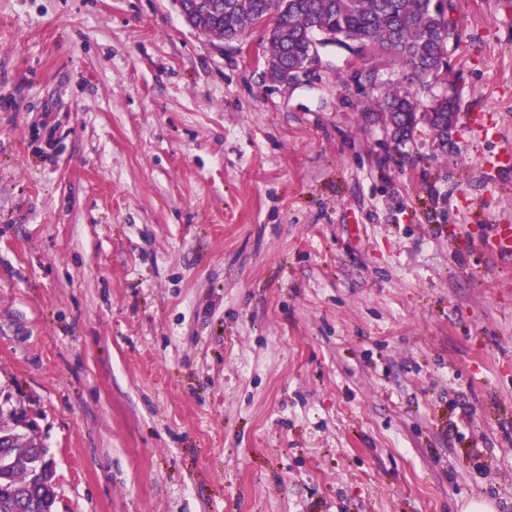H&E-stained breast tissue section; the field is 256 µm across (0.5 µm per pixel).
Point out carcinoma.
<instances>
[{
    "mask_svg": "<svg viewBox=\"0 0 512 512\" xmlns=\"http://www.w3.org/2000/svg\"><path fill=\"white\" fill-rule=\"evenodd\" d=\"M213 7L193 13L186 24L226 42L238 40L255 24L276 13L268 37V74L299 66L309 51L310 36L334 31L369 53L381 52L394 62L436 79L447 42L441 28L456 37L452 20L444 21L431 9L430 0H210ZM412 95L398 87L375 98L374 111L402 126L400 138L410 135L415 111ZM9 465L0 469V512H54L53 479L37 485L33 475L47 449L31 433L7 431Z\"/></svg>",
    "mask_w": 512,
    "mask_h": 512,
    "instance_id": "cac0c4a2",
    "label": "carcinoma"
}]
</instances>
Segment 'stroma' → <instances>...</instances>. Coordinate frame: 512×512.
<instances>
[{"instance_id":"35a3bbf8","label":"stroma","mask_w":512,"mask_h":512,"mask_svg":"<svg viewBox=\"0 0 512 512\" xmlns=\"http://www.w3.org/2000/svg\"><path fill=\"white\" fill-rule=\"evenodd\" d=\"M452 18L453 83L274 84L261 25L0 0V409L56 512H512V0ZM410 98L412 95L399 87L388 88L375 98L374 111L383 112L386 119L389 117L390 120L397 121L402 126L399 139L408 137L414 128L413 125L420 118L419 113L415 112L413 98L412 101L409 100ZM407 112L413 113V122L410 118L407 119L409 114ZM434 112H447L448 113V125L444 128V131H448V127H452L455 125L458 117L456 103L451 98H443L435 103L432 107L431 112L426 114L428 121L430 122L434 117ZM442 121L439 116H435V118L431 122V127L434 131H438L441 127Z\"/></svg>"}]
</instances>
